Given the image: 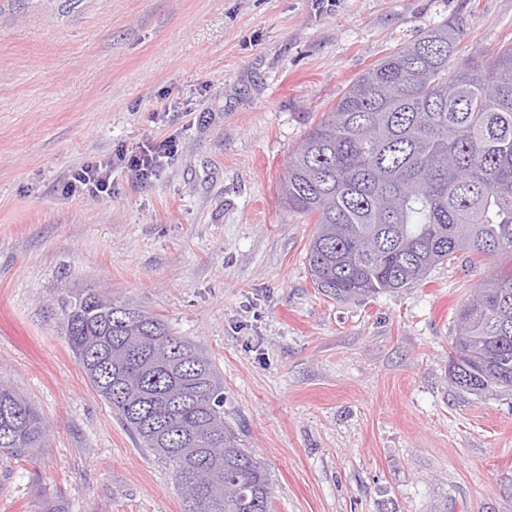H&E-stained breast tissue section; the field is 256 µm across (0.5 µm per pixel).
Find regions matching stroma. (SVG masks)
I'll return each mask as SVG.
<instances>
[{"instance_id":"obj_1","label":"stroma","mask_w":512,"mask_h":512,"mask_svg":"<svg viewBox=\"0 0 512 512\" xmlns=\"http://www.w3.org/2000/svg\"><path fill=\"white\" fill-rule=\"evenodd\" d=\"M464 21L465 55L512 46V0H0V381L44 418L0 459V512H182L65 336L68 300L131 301L200 343L272 512H512V394L451 386L456 314L495 259L333 301L280 185L307 131L369 67ZM170 140L143 180L67 195L72 170Z\"/></svg>"}]
</instances>
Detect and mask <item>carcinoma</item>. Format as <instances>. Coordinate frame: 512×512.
Listing matches in <instances>:
<instances>
[{
    "label": "carcinoma",
    "mask_w": 512,
    "mask_h": 512,
    "mask_svg": "<svg viewBox=\"0 0 512 512\" xmlns=\"http://www.w3.org/2000/svg\"><path fill=\"white\" fill-rule=\"evenodd\" d=\"M463 21L422 31L365 71L306 134L282 198L316 224L314 288L344 302L419 284L460 252L512 258V46L452 64ZM66 335L92 389L139 447L172 464L183 512H271L260 460L224 423V377L199 344L128 301L87 292ZM449 377L512 391V263L464 304ZM47 426L0 382V456L33 460Z\"/></svg>",
    "instance_id": "1"
}]
</instances>
